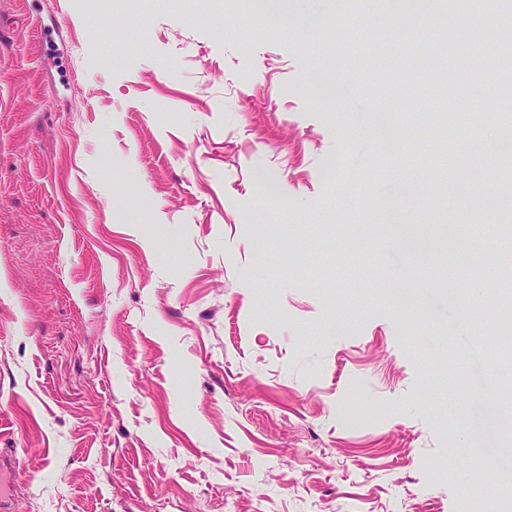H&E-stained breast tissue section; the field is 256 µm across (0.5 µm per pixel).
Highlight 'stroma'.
Here are the masks:
<instances>
[{"instance_id":"obj_1","label":"stroma","mask_w":512,"mask_h":512,"mask_svg":"<svg viewBox=\"0 0 512 512\" xmlns=\"http://www.w3.org/2000/svg\"><path fill=\"white\" fill-rule=\"evenodd\" d=\"M253 0H0V452L14 512H464L475 470L512 480V402L460 286L512 235L460 186H495L512 0H469L417 41L342 9L268 26ZM482 75L476 118L397 140L358 123L391 64ZM344 67H337L338 58ZM280 186L270 194L265 181ZM421 182L399 213L403 181ZM434 242L391 236L393 218ZM403 281L418 307L400 315Z\"/></svg>"}]
</instances>
